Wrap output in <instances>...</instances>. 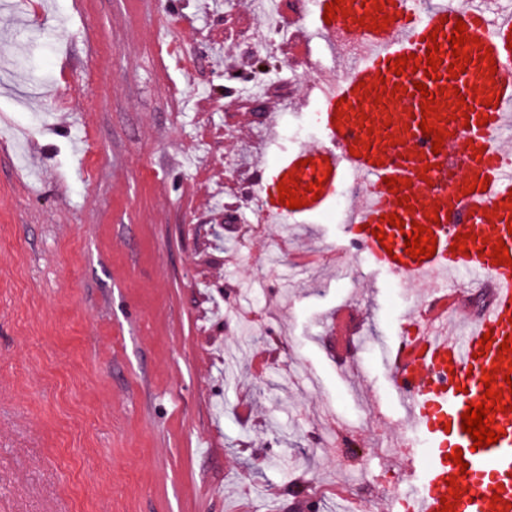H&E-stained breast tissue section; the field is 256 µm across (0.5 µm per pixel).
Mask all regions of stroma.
Returning <instances> with one entry per match:
<instances>
[{"instance_id":"1","label":"stroma","mask_w":512,"mask_h":512,"mask_svg":"<svg viewBox=\"0 0 512 512\" xmlns=\"http://www.w3.org/2000/svg\"><path fill=\"white\" fill-rule=\"evenodd\" d=\"M15 2L0 0V512H316L341 494L354 510L369 485L406 483L382 351L460 277L392 292L335 207L260 230L247 207L292 148L284 122L307 114L321 139L319 66H348L317 14L283 19L314 45L296 59L281 41L251 55L259 0ZM254 81L284 88L264 96L275 112L243 108Z\"/></svg>"}]
</instances>
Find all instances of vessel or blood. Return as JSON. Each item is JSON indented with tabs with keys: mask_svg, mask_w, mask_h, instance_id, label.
Returning <instances> with one entry per match:
<instances>
[{
	"mask_svg": "<svg viewBox=\"0 0 512 512\" xmlns=\"http://www.w3.org/2000/svg\"><path fill=\"white\" fill-rule=\"evenodd\" d=\"M349 16L321 24L322 32L338 35L340 41L361 42L362 59L325 94L319 122L326 140L301 146L281 158L260 180L258 192L265 201L267 215L300 222L323 212L345 178L361 176L365 189L347 222L352 244L375 271L399 282L422 280L431 275L465 273L479 287L490 289L487 305L470 322L461 337L448 336L450 298L435 297L420 309L421 322L411 344L394 345L386 354L392 383L399 395L408 422V432L425 436L426 446L412 457L416 475L411 496L413 512H440L442 497L448 496V480H456L461 496L454 502L455 512H512V411L496 413L495 429L501 430L498 442L474 447L472 437L462 429V415L469 404L482 401L485 392L482 376L492 368L505 372L512 368V351L500 354L504 339H512V265L494 264L492 244L504 241L512 251V152L502 146L501 133L512 126V78L506 68L512 63V11L494 7L493 0H443L424 12L409 8L408 0H344ZM381 6L390 16L386 29L373 31L359 25L365 11ZM464 21L466 36L479 39V46L468 47L466 70L449 77L447 67L454 57L448 42L457 23ZM438 40L442 64L437 79L423 72L394 74L397 57L415 55L426 63L431 40ZM489 48L496 71L482 61L480 48ZM383 79L386 89L381 98L363 96L358 83L373 86ZM429 91L455 87L440 112L446 137L440 152H433L431 138L419 127L423 98L418 82ZM404 92L395 97L394 86ZM469 105V121L456 119V104ZM346 118L335 122L336 108ZM487 124H480V116ZM371 128L361 125L362 118ZM368 147L360 156L350 149L355 140ZM459 168L456 179H449V168ZM296 177L298 195L304 207L291 209L280 203L278 185L283 176ZM400 180L398 193L389 192L384 181ZM488 178L486 191L465 193L467 182ZM324 179L317 200L306 192L312 180ZM408 198V206L398 198ZM437 212L438 223L430 224L437 249L432 258L414 260L405 251V235L413 224H428L426 215ZM396 214L403 228L390 226L385 217ZM386 233L378 240L376 230ZM473 233L465 250H453L457 234ZM491 334L490 349H482L483 334ZM462 452L467 470L448 460L451 450ZM499 503H492V495Z\"/></svg>",
	"mask_w": 512,
	"mask_h": 512,
	"instance_id": "obj_1",
	"label": "vessel or blood"
}]
</instances>
